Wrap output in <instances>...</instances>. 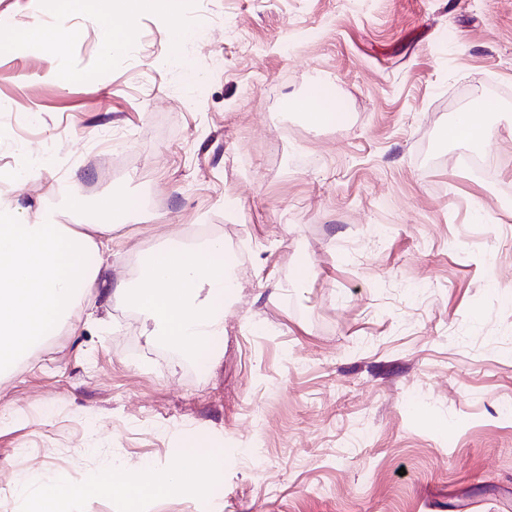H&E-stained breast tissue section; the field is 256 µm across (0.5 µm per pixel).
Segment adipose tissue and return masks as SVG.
Masks as SVG:
<instances>
[{"label":"adipose tissue","instance_id":"ef3b65f1","mask_svg":"<svg viewBox=\"0 0 512 512\" xmlns=\"http://www.w3.org/2000/svg\"><path fill=\"white\" fill-rule=\"evenodd\" d=\"M62 14L86 12L112 20L109 51L128 47L134 37V9L163 5L172 17L173 52H180L185 31L176 17L177 0H58ZM495 104L480 101L472 112L460 113L448 128L453 142L480 144L490 130L484 115ZM112 227L84 224L73 228L44 219L36 224L15 223L11 212L0 213V370L41 344L50 328L71 325L86 297L103 304L121 298L144 315L149 335L178 347L200 360L212 341L224 333V303L233 296V281L223 242L211 240L199 247H170L142 264L136 281L113 280ZM220 458L201 465L195 454L165 472L144 466L137 476L110 465L106 474L81 485L55 475L36 484L18 481L17 495L26 512H72L73 504L90 496H120L133 501L161 498L186 483L206 490L222 474Z\"/></svg>","mask_w":512,"mask_h":512}]
</instances>
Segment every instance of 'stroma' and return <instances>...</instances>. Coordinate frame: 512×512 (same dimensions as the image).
Wrapping results in <instances>:
<instances>
[{
  "instance_id": "stroma-1",
  "label": "stroma",
  "mask_w": 512,
  "mask_h": 512,
  "mask_svg": "<svg viewBox=\"0 0 512 512\" xmlns=\"http://www.w3.org/2000/svg\"><path fill=\"white\" fill-rule=\"evenodd\" d=\"M180 20V57L160 9L108 55L101 19L0 0V208L113 225L116 279L171 242L243 254L206 363L116 301L0 376V512H23L19 479L190 448L224 459L209 490L77 512H512V0H180ZM40 29L61 49L34 51ZM322 77L340 126L304 116ZM485 98L491 138L448 141Z\"/></svg>"
}]
</instances>
